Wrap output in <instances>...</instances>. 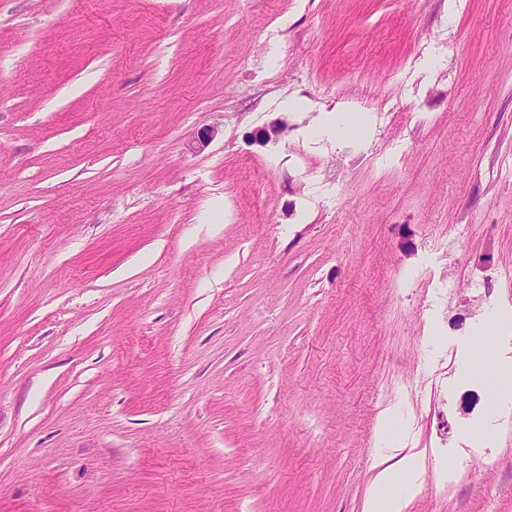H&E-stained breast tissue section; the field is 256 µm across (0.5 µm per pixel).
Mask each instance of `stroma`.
I'll return each mask as SVG.
<instances>
[{"instance_id": "1", "label": "stroma", "mask_w": 512, "mask_h": 512, "mask_svg": "<svg viewBox=\"0 0 512 512\" xmlns=\"http://www.w3.org/2000/svg\"><path fill=\"white\" fill-rule=\"evenodd\" d=\"M503 368L512 0H0V512H512ZM392 477L393 475L386 469L376 478L375 486L366 503L365 512H400L398 498L386 491Z\"/></svg>"}]
</instances>
